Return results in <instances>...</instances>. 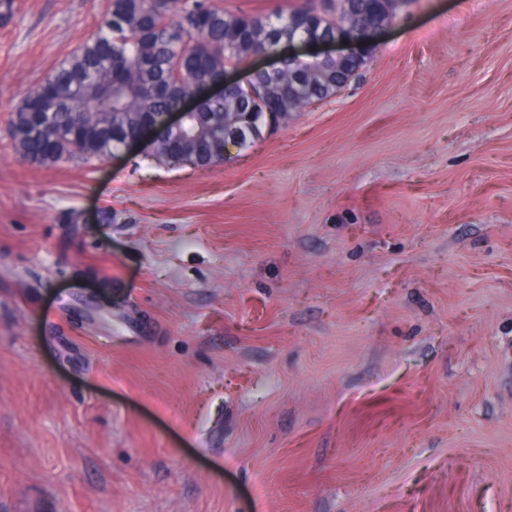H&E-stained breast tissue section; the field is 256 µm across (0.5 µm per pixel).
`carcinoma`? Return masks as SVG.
<instances>
[{
	"label": "carcinoma",
	"instance_id": "carcinoma-1",
	"mask_svg": "<svg viewBox=\"0 0 512 512\" xmlns=\"http://www.w3.org/2000/svg\"><path fill=\"white\" fill-rule=\"evenodd\" d=\"M311 0L274 16L230 12L214 0H106L98 33L77 47L22 103L11 109L9 132L16 150L39 164L61 160L90 162L112 155L125 138L137 136L147 115H160L196 94L201 82L224 73L226 67L270 50L288 40L290 20L312 14L336 34V12L346 14L354 33L367 30L384 0ZM275 93L257 103L235 90L208 101L202 111H288L335 93L336 76L301 87L288 82V66L278 74H260ZM185 148L201 165L213 162L209 136Z\"/></svg>",
	"mask_w": 512,
	"mask_h": 512
}]
</instances>
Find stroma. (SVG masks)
I'll list each match as a JSON object with an SVG mask.
<instances>
[{"label": "stroma", "mask_w": 512, "mask_h": 512, "mask_svg": "<svg viewBox=\"0 0 512 512\" xmlns=\"http://www.w3.org/2000/svg\"><path fill=\"white\" fill-rule=\"evenodd\" d=\"M103 8L0 0V512H512V0L208 168L31 163Z\"/></svg>", "instance_id": "obj_1"}]
</instances>
